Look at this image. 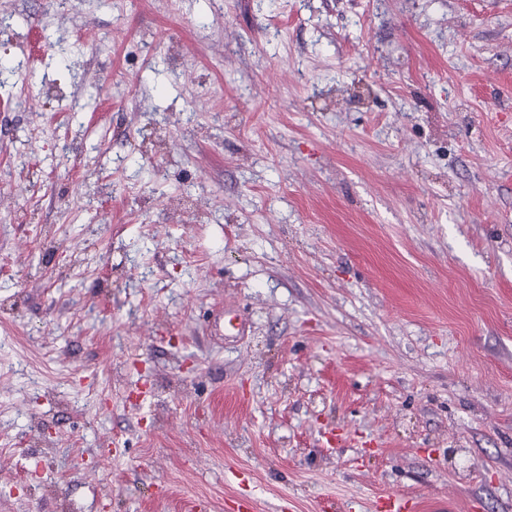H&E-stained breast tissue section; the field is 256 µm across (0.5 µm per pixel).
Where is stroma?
I'll return each instance as SVG.
<instances>
[{
    "label": "stroma",
    "mask_w": 512,
    "mask_h": 512,
    "mask_svg": "<svg viewBox=\"0 0 512 512\" xmlns=\"http://www.w3.org/2000/svg\"><path fill=\"white\" fill-rule=\"evenodd\" d=\"M512 512V0H0V512Z\"/></svg>",
    "instance_id": "obj_1"
}]
</instances>
